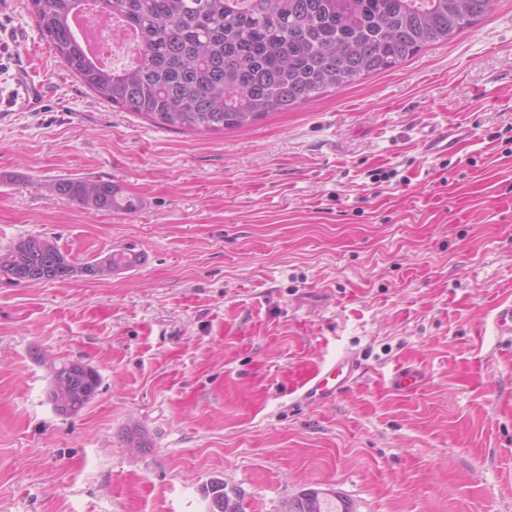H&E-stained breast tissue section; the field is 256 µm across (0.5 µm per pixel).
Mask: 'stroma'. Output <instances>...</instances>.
I'll return each instance as SVG.
<instances>
[{"label":"stroma","mask_w":512,"mask_h":512,"mask_svg":"<svg viewBox=\"0 0 512 512\" xmlns=\"http://www.w3.org/2000/svg\"><path fill=\"white\" fill-rule=\"evenodd\" d=\"M0 249L42 234L77 265L132 246L145 264L44 284L0 274V512H283L316 488L355 512H512V0L451 40L255 124L155 127L95 99L0 0ZM470 129L454 153L430 131ZM105 179L139 213L52 195ZM369 372L326 404L316 369ZM97 372L55 412L54 367ZM419 383L397 389V374ZM139 433L142 444L127 442ZM15 87L6 99L0 96V112H3L2 105L7 107L19 106L21 108H34L42 99L45 86L41 82H35L25 73L19 71L15 78ZM366 367L355 355L336 360L325 372L318 370L301 386L305 402L322 403L345 393L350 385L364 376ZM60 376L65 379L70 376H74L76 378L71 379L68 386H66L62 382L58 383ZM78 377H83L86 379L87 384L85 388L79 391L78 394L75 395V397L67 405L55 404V411L58 414L68 416L79 412L95 396L97 385L96 376L93 370L81 362L72 361L62 363L59 367L54 369L53 385L50 394L53 393V391L56 389L55 387L58 384L57 393L61 396V398H66L68 389L76 391L84 385V380ZM204 497L209 501V512H243V504L238 494L233 496L226 491L223 482L211 481L203 489ZM212 502V505H211Z\"/></svg>","instance_id":"35a3bbf8"}]
</instances>
